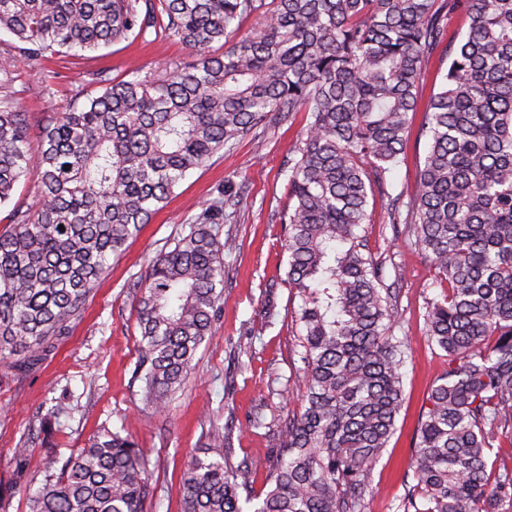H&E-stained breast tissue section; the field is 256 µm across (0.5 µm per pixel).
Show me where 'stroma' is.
Listing matches in <instances>:
<instances>
[{"instance_id":"1","label":"stroma","mask_w":512,"mask_h":512,"mask_svg":"<svg viewBox=\"0 0 512 512\" xmlns=\"http://www.w3.org/2000/svg\"><path fill=\"white\" fill-rule=\"evenodd\" d=\"M14 65L16 97L32 116L65 111L80 92H98L93 72L120 78L130 69H161L189 61L171 40L124 41L81 56L26 60L17 42L0 34V58ZM303 118L292 125L258 128L223 157L196 170L167 206L129 240L109 273L88 297L83 317L35 369L0 363V512H30L27 495L45 479V457L67 459L101 428L123 429L149 453L147 512H181L182 474L190 456L204 451L211 429L229 427L233 461L274 459L278 424L299 410L304 365L294 322L299 302L285 282L283 229L275 219L285 202L290 148ZM427 151L411 130L403 161L386 176L387 197L368 213L370 251L385 262L384 280L395 283L398 311L393 334L406 339L404 403L397 430L372 473L374 494L365 512H400L412 441L428 391L447 367L428 342L426 307L440 289L434 272L405 236L393 233L390 198L409 196ZM242 189L234 216L224 223V303L216 335L197 350L182 391L164 411L147 407L133 377L138 361V285L151 260L177 238L220 190ZM265 423L256 427L254 416ZM28 446L18 456L19 446Z\"/></svg>"}]
</instances>
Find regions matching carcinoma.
<instances>
[{
    "label": "carcinoma",
    "instance_id": "cac0c4a2",
    "mask_svg": "<svg viewBox=\"0 0 512 512\" xmlns=\"http://www.w3.org/2000/svg\"><path fill=\"white\" fill-rule=\"evenodd\" d=\"M468 22L446 44L448 70L428 100L429 146L406 212L391 200L443 288L427 336L448 370L427 396L403 512H506L512 469V0H0V31L27 59L95 52L149 34L192 61L127 79L92 73L102 92L34 120L0 65V360L28 371L69 335L129 239L192 171L253 129L305 117L291 150L286 283L304 364L301 410L280 425L277 465L253 512H364L372 471L396 431L407 350L393 336V293L363 224L404 154L428 64L448 16ZM251 17L265 21L238 37ZM223 43L224 54L211 53ZM38 172V202L12 204ZM219 197L152 260L137 298L135 377L156 410L215 336L224 300ZM64 229H59V226ZM213 433L183 474L182 512H244L257 463H233ZM148 454L102 429L61 463L50 456L31 512H145Z\"/></svg>",
    "mask_w": 512,
    "mask_h": 512
}]
</instances>
